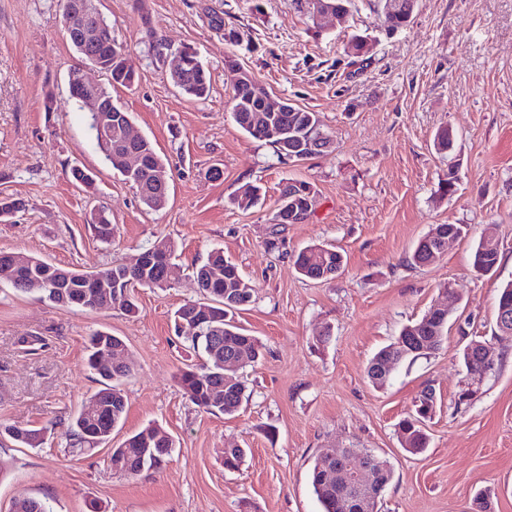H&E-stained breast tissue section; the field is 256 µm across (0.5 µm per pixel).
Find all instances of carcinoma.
<instances>
[{
  "instance_id": "carcinoma-1",
  "label": "carcinoma",
  "mask_w": 512,
  "mask_h": 512,
  "mask_svg": "<svg viewBox=\"0 0 512 512\" xmlns=\"http://www.w3.org/2000/svg\"><path fill=\"white\" fill-rule=\"evenodd\" d=\"M390 0H377V6L384 23L390 30H398L407 25L413 15L411 6L416 0H402V4L389 5ZM89 51L98 56L109 85L104 87V97H112V90L118 87L129 88L135 78L124 71L119 55H128V51L112 39V31L108 24H103L98 41L89 47ZM190 63L181 74L172 78L173 84L180 92L190 99H204L210 90L209 71L198 67L193 60L197 55L190 48H184ZM233 87L232 117L236 126L245 135L269 142L277 157L282 161L290 157L308 159L317 151L302 145L298 139L291 138V132L308 131L320 127L317 114L301 107L294 112L260 111L258 98L255 97L254 86L241 83L230 77ZM95 140L104 160H109L111 151L125 152L134 150L143 158V167L134 176L126 169L114 165L112 170L118 172L126 182L135 189L140 202L148 209L160 210L168 201L171 170L169 165L156 153L148 139L131 144H117L115 137L107 134H95ZM437 150L448 152L454 147L455 133L450 127L440 128L434 138ZM260 197V188L249 186L238 194L234 203L242 209H249ZM317 193L301 194L296 180H288L280 189L277 199L275 217L283 224H292L296 220L294 212L303 213L316 204ZM92 231L97 239L109 243L112 241L114 227L111 221L103 216L101 220L92 222ZM437 232L435 240L418 242L408 258L411 265L431 264L441 255L440 238L448 236V232L458 238H465L469 228L463 224H437L432 227ZM147 254H161L164 264L160 267L130 268L125 264H114L98 271H81L62 268L41 258L31 256L28 259L30 268L19 276L13 284L16 290L35 294L43 300L56 302L51 291L42 287L40 282L52 277L64 287L69 301L66 307L78 310L96 309L97 297L88 288V281L101 275L110 282L112 288L111 308L125 313L136 312L133 288H170L182 277L183 267L176 262V246L169 239H160L145 250ZM500 248L497 244L484 238L473 246V268L488 269L499 265ZM294 264L298 272L311 280H329L336 276L343 266V255L336 247L323 243L313 244L300 250L295 255ZM195 279L202 285L203 301L198 306L209 311V318L199 328H194L189 320L192 302L187 301L174 312V324L184 322L186 331L183 342L201 359L195 367H189L179 374L178 381L184 394L198 408L208 414L233 416L239 412L243 400L247 398L246 386L235 373L224 375V362L234 359L240 366H255L263 357V345L254 336L246 334L243 329L232 324L229 315L242 311L255 301V291L239 271L236 264L224 258V251L214 249L208 254L206 262L194 271ZM442 326L448 331V325L436 317L432 310H427L421 318L402 327L397 338L389 345L380 349L369 361L366 375L376 388L387 386L392 374L382 373L379 365L383 357L391 355L389 349L397 347L401 359L393 362L397 368L406 360L419 357L415 347L419 343L434 340L432 350H438L444 337H435V328ZM124 345V341L108 332L97 331L89 338L87 346V366L98 378L101 388L97 390L80 412L73 418L68 428L69 444L79 453L86 454L107 445L112 440L114 430L124 419L127 400L122 383L128 377V367H107L99 362L100 354L108 349ZM486 342L472 338L460 353V363H478L482 358V350ZM435 410L432 389L420 395L415 411L397 424V434L406 441L405 452L417 455L429 445V436L423 422ZM7 434L21 448H37L42 444L41 430L1 426L0 434ZM175 448V440L162 427L148 425L127 436L116 448L112 449L111 457H119L123 472L128 476H136L146 469H159L171 456ZM310 481L314 494L319 501L322 512H340L339 501L346 494V485L337 477L336 463L326 464L322 457L314 458L310 468ZM12 512H52L43 500L23 497L16 500Z\"/></svg>"
}]
</instances>
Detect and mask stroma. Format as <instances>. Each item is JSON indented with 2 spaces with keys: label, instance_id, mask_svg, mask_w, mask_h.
<instances>
[{
  "label": "stroma",
  "instance_id": "1",
  "mask_svg": "<svg viewBox=\"0 0 512 512\" xmlns=\"http://www.w3.org/2000/svg\"><path fill=\"white\" fill-rule=\"evenodd\" d=\"M98 8L137 72L113 99L169 163V202L145 208L96 149L69 97L77 57L62 33L60 0H0V197L22 204L0 222V251L92 271L168 238L184 274L171 288H135L130 315L74 312L0 278V421L45 436L38 448L0 439L9 464L0 512L24 495L53 512H90L94 503L107 512H320L310 467L336 448H368L392 466L378 512H471L480 492L493 512H512V337L497 336L495 325L498 290L512 281V0H417L412 21L396 31L369 0L319 22L299 0H98ZM215 10L223 29L210 24ZM355 34L370 46L358 61L348 54ZM159 39L198 52L211 76L205 99L172 84L171 58L151 49ZM231 57L274 96L316 112L333 145L283 162L271 144L246 137L231 117ZM49 93L59 111H44ZM443 126L457 135L451 196L439 191L448 159L433 147ZM75 166L92 173L93 186L73 179ZM215 166L221 178H207ZM291 179L314 185L316 210L306 223L277 226L275 201ZM247 184L262 196L243 210L232 199ZM96 211L115 226L111 243L89 226ZM438 224L470 225L473 237L494 226L497 270L474 272L470 240L410 266L415 244ZM320 242L344 257L327 281L294 266L301 248ZM215 248L255 289L235 321L266 347L260 364L238 371L249 398L232 417L204 413L176 380L196 358L172 316L198 299L193 269ZM446 285L459 298L455 316L471 318L470 334L501 355L463 411L454 407L464 379L456 329L439 350L399 365L384 389L365 374ZM97 330L127 346V412L112 441L161 425L176 448L160 469L130 477L111 467L108 449L79 456L67 445L71 418L98 387L84 361ZM428 387L437 400L430 445L412 456L396 424ZM236 446L247 455L226 470L224 450Z\"/></svg>",
  "mask_w": 512,
  "mask_h": 512
}]
</instances>
